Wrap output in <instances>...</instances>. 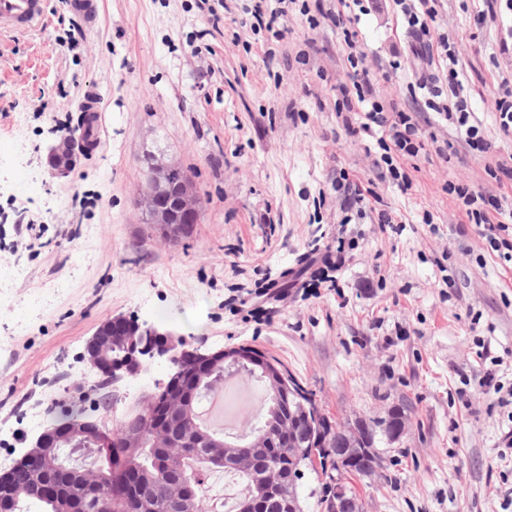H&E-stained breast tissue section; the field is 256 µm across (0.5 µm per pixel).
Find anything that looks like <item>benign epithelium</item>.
<instances>
[{"instance_id":"benign-epithelium-1","label":"benign epithelium","mask_w":512,"mask_h":512,"mask_svg":"<svg viewBox=\"0 0 512 512\" xmlns=\"http://www.w3.org/2000/svg\"><path fill=\"white\" fill-rule=\"evenodd\" d=\"M87 147L70 134L59 136L49 147L47 161L51 172L64 176L74 169L82 152ZM144 214L145 223L161 230L165 239L177 241L191 235L194 225L199 223V201L190 173L174 164H163L153 158L146 161L145 183L137 200ZM112 337V345L120 346L122 354L119 357L106 356V347L101 345L102 337ZM172 333L140 325L126 318L116 317L109 320L105 327L95 332V337L88 345L85 358L91 363L102 365L112 380L135 376L141 370L142 358H159L170 365V374L165 388L158 394L152 395L146 402V409L159 408L163 411V419L154 420L148 416L138 417L130 421L127 431L128 443L137 445L142 436L150 433L154 436L167 438V447L174 449V455L183 458L192 454V449L202 446L209 449L208 455L233 468L241 474L253 473L252 461L240 449L216 439L204 441L196 437L183 439L169 435L180 423L184 429H189L185 416L188 411L190 396L186 386L202 378H210L220 366L229 367L243 361L270 371L266 362L251 353H238L236 349H221L212 353H201L178 347L171 340ZM275 394L278 400V420L274 432L260 436L262 443L269 445L278 437L285 441L301 432L309 436V442L314 448L328 444L333 435L347 437L351 441L366 438L367 429L363 426H344L338 422L330 423L326 433H318V415L306 402L298 397L297 392L289 386L284 377L278 373ZM90 439L100 446L108 444L106 433L100 427L98 420L81 419L62 429H52L42 433L34 446L23 459L33 465L57 466L55 448L64 441ZM285 484L284 471H272L262 477V497L265 499L282 496ZM114 490L127 494L131 491V477L121 469L112 471ZM347 486L333 477L329 483V498L336 506V512L350 508L346 494ZM170 507L179 512L187 503V487L175 483L168 489Z\"/></svg>"}]
</instances>
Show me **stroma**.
<instances>
[{
  "label": "stroma",
  "instance_id": "stroma-1",
  "mask_svg": "<svg viewBox=\"0 0 512 512\" xmlns=\"http://www.w3.org/2000/svg\"><path fill=\"white\" fill-rule=\"evenodd\" d=\"M97 24L47 0L42 27L0 35V474L51 407L92 393L87 342L115 316L174 333L203 351L249 345L276 359L330 419L382 421L405 409L402 435L380 440L368 477L347 476L358 512H512L501 461L512 405V261L465 223L448 184L508 195L488 173L512 155L494 93L512 79V10L475 27L470 0H439L437 33L460 60L469 109L493 154L463 146L455 124L423 113L426 66L409 51L394 0L336 28L339 0H97ZM387 107L423 136L453 142L449 161H404V190L382 178L378 137H350L339 117L352 72L345 32ZM103 98L94 150L63 180L46 149ZM195 181L200 221L180 242L144 224L134 198L147 156ZM389 214L391 223L379 220ZM431 223H424V216ZM345 243L331 283L294 288L316 243ZM168 379L147 359L115 384L114 411L139 408Z\"/></svg>",
  "mask_w": 512,
  "mask_h": 512
}]
</instances>
